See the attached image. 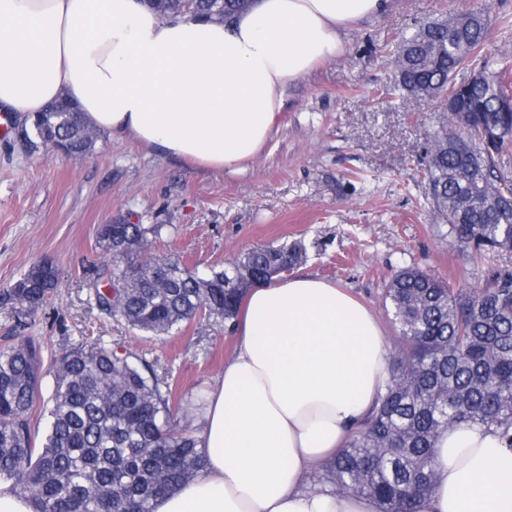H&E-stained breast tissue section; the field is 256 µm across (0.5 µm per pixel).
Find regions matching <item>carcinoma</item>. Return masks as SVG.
<instances>
[{"mask_svg": "<svg viewBox=\"0 0 512 512\" xmlns=\"http://www.w3.org/2000/svg\"><path fill=\"white\" fill-rule=\"evenodd\" d=\"M253 0H148L161 15L189 11L232 18ZM485 19L458 14L414 25L397 45L395 91L447 97L463 130L444 127L428 140L432 200L448 235L478 261L512 252V184L498 182L512 144V90L507 57L480 56ZM480 81L455 82L469 64ZM38 148L55 138L82 154L94 144L81 113L59 101L32 120ZM161 224H108L97 233L100 312L154 336L199 313L235 319L245 280L270 281L292 269L302 248L254 249L204 274L176 258L140 259L139 245L161 236ZM56 268L31 267L9 298L31 316L46 303ZM399 331L390 381L370 415L316 482L340 494L369 496L379 512H416L435 480L439 435L458 423L499 431L512 449V273L491 270L480 288L453 289L413 267L397 271L383 297ZM42 354L28 339L0 351V481L11 483L32 512H154L165 495L204 466L198 441L179 429L186 410L169 375L155 363L97 343L79 342L55 360L41 446L32 434L40 399Z\"/></svg>", "mask_w": 512, "mask_h": 512, "instance_id": "obj_1", "label": "carcinoma"}]
</instances>
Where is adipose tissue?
<instances>
[{
	"instance_id": "ef3b65f1",
	"label": "adipose tissue",
	"mask_w": 512,
	"mask_h": 512,
	"mask_svg": "<svg viewBox=\"0 0 512 512\" xmlns=\"http://www.w3.org/2000/svg\"><path fill=\"white\" fill-rule=\"evenodd\" d=\"M389 3L254 0L225 22L163 16L144 0H0V110L32 117L64 95L109 138L236 171L270 138L286 88ZM234 330L198 434L206 465L155 512H378L310 484L385 391L375 314L296 275L249 289ZM433 467L418 512H512V450L494 428L444 431Z\"/></svg>"
}]
</instances>
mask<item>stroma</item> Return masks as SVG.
<instances>
[{
	"label": "stroma",
	"mask_w": 512,
	"mask_h": 512,
	"mask_svg": "<svg viewBox=\"0 0 512 512\" xmlns=\"http://www.w3.org/2000/svg\"><path fill=\"white\" fill-rule=\"evenodd\" d=\"M483 13V52L512 56V0H391L387 14L352 26L342 52L289 85L264 149L241 171L192 169L130 140L99 136L67 158L31 149L27 122L0 135V292L33 265L52 263L47 303L21 317L0 300V349L27 336L43 355L41 394L54 387L51 362L79 338L171 368L195 431L207 398L235 349L231 326L199 315L152 336L106 317L93 300L101 224L123 214L164 230L152 253L206 270L254 248L299 243L294 274L345 288L384 317L383 293L405 267L458 288L482 287L489 268L512 270V254L473 265L448 234L426 170L427 136L446 122L438 100L393 95L394 50L418 22Z\"/></svg>",
	"instance_id": "stroma-1"
}]
</instances>
